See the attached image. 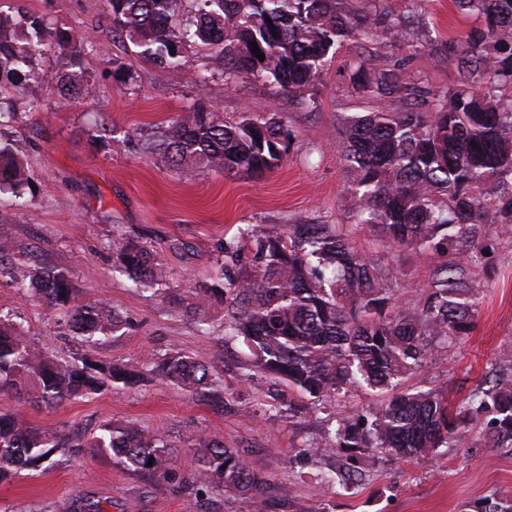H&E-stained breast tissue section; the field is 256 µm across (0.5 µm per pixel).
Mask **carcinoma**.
<instances>
[{"label": "carcinoma", "mask_w": 512, "mask_h": 512, "mask_svg": "<svg viewBox=\"0 0 512 512\" xmlns=\"http://www.w3.org/2000/svg\"><path fill=\"white\" fill-rule=\"evenodd\" d=\"M182 0H108L109 35L126 37L139 55L169 68L182 65L190 49L204 47L224 63V81L243 75L263 77L290 97L313 96L329 57L367 29L399 42L400 23L388 13H352L341 0H198L197 17L180 22ZM459 10L482 19L457 51L465 77L498 87L512 85V0H455ZM44 20L0 16V79L15 89L37 73ZM27 37L17 44L18 32ZM258 46L259 60L252 52ZM404 59L376 72L371 59L358 58L353 87L378 98L384 106L347 123L345 152L356 186L355 214L360 224L375 227L390 241L444 255L429 299L420 314H410L388 278L356 252L347 238L327 224H293L253 228L250 237L261 261L252 278L232 275L238 250L224 247L227 288L203 287L195 307L224 298L240 299L230 313L229 333L243 339L255 356L254 367L278 375L288 384L323 402L343 386L364 383L396 389L403 376L429 354L428 338L448 341L470 334L477 304L461 278L465 264L481 252L482 238L499 227L512 228V108L501 106L480 85L443 95L432 112H393L387 97L399 91ZM46 83L63 100L85 93L81 76L48 73ZM286 132L274 118L243 117L232 123L205 98L192 112L172 121L145 149L169 165H202L261 178L279 165ZM25 167L0 148V190L28 183ZM499 190L488 197L483 187ZM13 249L0 240V278L12 277ZM117 261L135 285L151 290L165 277L153 246L129 242ZM33 296L68 315L69 327L89 342L109 336L120 319L107 305L74 304L72 283L64 272L28 269ZM149 371L176 389L198 396L212 385L205 365L176 353ZM144 373L125 364L87 356L61 360L32 344L24 327L0 318V389L24 383L33 402L53 405L97 394L116 384L140 382ZM484 425L486 442L512 452V374L496 368L456 410L434 392H397L387 403L367 408L358 419L336 420L325 443L300 448L297 457L314 461L336 450L376 448L399 459L427 456L448 448L469 424ZM62 445L60 436L30 424L13 408L0 409V481L10 473L34 468ZM87 447L134 471L159 479L170 474L175 451L158 433L131 423L110 422ZM152 466H147L148 462ZM189 485L199 495L219 485L246 499L256 498L261 479L245 454L202 441L188 461Z\"/></svg>", "instance_id": "cac0c4a2"}]
</instances>
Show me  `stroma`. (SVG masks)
<instances>
[{"label": "stroma", "instance_id": "35a3bbf8", "mask_svg": "<svg viewBox=\"0 0 512 512\" xmlns=\"http://www.w3.org/2000/svg\"><path fill=\"white\" fill-rule=\"evenodd\" d=\"M342 7L388 11L402 24L400 46L376 36L350 42L328 62L317 95L293 99L265 79L225 83L222 61L210 59L203 71L192 51L177 69L145 61L129 40L109 37L107 0H0V15L36 16L86 43L74 59L44 37L36 63L50 72H82L89 88L74 102L34 80L0 93V146L31 180L20 195L0 194V240L12 244L17 272L35 264L65 272L76 303H106L122 326L84 342L55 309L8 278L0 279V313L22 323L51 355L142 366L184 351L208 367L221 393L215 401L193 399L151 378L53 408L20 404L4 390L0 408H20L31 423L65 439L86 442L105 422L132 421L185 453L202 440L238 449L262 480L266 512H474L486 498L512 501V454L489 447L479 423L425 458L365 448L353 457L339 450L314 464L293 462L298 449L324 442L336 416L361 413L387 393L348 385L316 406L273 375L244 378L254 357L226 331L232 298L189 309L196 286L221 284L224 246L239 248L235 273L254 277L261 267L247 229L284 231L292 224L340 226L351 246L392 279L403 309L418 313L427 301L438 258L382 239L353 217L342 129L350 117L376 111L378 102L354 90L349 63L362 56L383 70L410 55L405 89L392 106L431 112L438 93L461 88L453 47L481 21L460 13L453 0H342ZM200 92L225 120H281L287 137L280 164L259 179L227 177L176 168L146 152L144 140L187 115ZM102 126L112 131L109 141L95 137ZM138 240L150 241L165 266L159 290L136 288L115 262L122 245ZM484 249L466 267L479 309L475 328L453 342L431 338L426 362L404 376L401 390L433 391L456 403L487 371L512 364V233H489ZM190 479L181 462L158 480L86 446L60 448L51 463L0 481V512H87L96 502L106 512H248L244 498L219 486L190 497Z\"/></svg>", "mask_w": 512, "mask_h": 512}]
</instances>
